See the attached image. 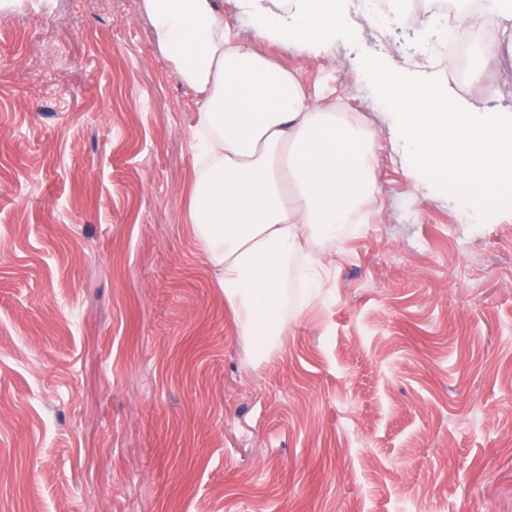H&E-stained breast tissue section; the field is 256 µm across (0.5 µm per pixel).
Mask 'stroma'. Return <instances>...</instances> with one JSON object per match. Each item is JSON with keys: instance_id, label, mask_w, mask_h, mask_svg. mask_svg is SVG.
<instances>
[{"instance_id": "obj_1", "label": "stroma", "mask_w": 512, "mask_h": 512, "mask_svg": "<svg viewBox=\"0 0 512 512\" xmlns=\"http://www.w3.org/2000/svg\"><path fill=\"white\" fill-rule=\"evenodd\" d=\"M352 13L261 49L380 144L376 212L238 335L185 222L194 95L121 0L0 5V512H512V212L409 190Z\"/></svg>"}]
</instances>
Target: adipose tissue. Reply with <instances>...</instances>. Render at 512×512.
Wrapping results in <instances>:
<instances>
[{
    "mask_svg": "<svg viewBox=\"0 0 512 512\" xmlns=\"http://www.w3.org/2000/svg\"><path fill=\"white\" fill-rule=\"evenodd\" d=\"M357 0H236L254 39L292 37L329 53ZM154 41L195 95L194 156L184 190L186 222L234 312L245 346L259 353L288 332L284 285L299 261L316 271L318 243L362 222L376 182L379 146L340 102L310 95L282 67L225 23L216 0H141ZM471 24L499 39L480 70L512 48V0H483ZM377 95L395 112L405 148L452 169L455 198L473 209L512 206L492 174H512V110L486 83L481 111L454 98L438 72L372 68Z\"/></svg>",
    "mask_w": 512,
    "mask_h": 512,
    "instance_id": "1",
    "label": "adipose tissue"
}]
</instances>
